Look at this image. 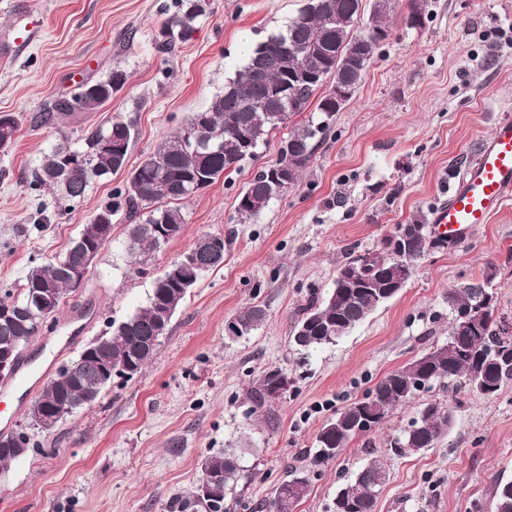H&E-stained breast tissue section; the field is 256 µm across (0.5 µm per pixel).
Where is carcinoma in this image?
Listing matches in <instances>:
<instances>
[{"label": "carcinoma", "instance_id": "obj_1", "mask_svg": "<svg viewBox=\"0 0 512 512\" xmlns=\"http://www.w3.org/2000/svg\"><path fill=\"white\" fill-rule=\"evenodd\" d=\"M362 0H305L297 14L285 27L269 34L256 44L244 63L224 84V90L211 97L202 109L204 128L192 133L190 116L184 126L169 136L145 157L126 177L125 183L112 191L111 198L95 213L83 229L92 231L100 217L113 220L123 214L128 220L130 254L142 256L157 251L178 238L186 224L181 203L215 183L223 175L239 169L247 160L258 158L259 148L268 135L290 118L310 112L306 122L288 134L296 149L297 161L288 167V183L297 185L318 146L344 106L336 103L327 78L357 91L373 56L365 41L367 28L390 33L387 22L389 0H375L366 25L356 28ZM174 11L158 31V47L166 52L190 41L198 30L200 18L207 14L206 0H175ZM417 18L418 28L430 22L428 0H411L405 23ZM319 49L315 82L301 83L293 78L301 62L284 51V44ZM127 82L126 71L114 67L103 78L85 81L74 92L56 100L41 123L57 125L80 112H96L112 99ZM293 106L292 114H282L283 101ZM18 119L0 113V149L5 150L4 135L15 137ZM135 125L120 118L96 125L78 146L64 137L37 164L28 188L40 195L48 188L57 193V214L68 211L70 204L84 198L90 185L108 175L125 170ZM280 180L274 167L257 170L236 197V212L243 219L259 214L269 203L280 198ZM426 219L410 224L414 230L409 240L410 256L401 258L383 250L372 253L373 268L354 281L341 278L344 269L355 264L351 259L336 272L334 287L321 301H313L302 313L291 332V344L303 355L333 345L364 321L376 308L397 295L398 281L410 280L416 265L431 249ZM197 270L171 263L154 282L147 303L119 324L112 325L107 336L97 339L96 348L81 359L62 366L57 375L42 389L48 405L64 401L79 402L96 399L101 384L99 362L110 358L124 363L131 374L140 373L155 360L161 339L168 326L159 325L161 305L176 310L202 275L224 263V236L206 233L195 243ZM87 264L85 250L71 244L65 254L48 263L34 265L26 274L25 287L19 294L0 290V347L23 350L39 332L28 311L29 300L43 286L52 290L54 311L74 291L67 270ZM494 273L488 272L481 284L448 290V308L453 314L448 342L435 345L404 366L382 377L364 395L371 405L353 401L336 410L316 436L314 462L321 465L339 458L344 448L359 432L356 424L361 412L377 415L379 427L399 405L409 402L417 393L428 391L434 384L461 379L465 386L485 397L498 395L505 382L512 380V336L501 334L495 322V303H481L483 290L493 291ZM477 306L480 316L467 326L459 324L454 315ZM265 312L259 305H249L233 317L237 323L236 337L250 335L262 322ZM288 372L281 367L265 370L248 392L253 409L271 402L269 394L279 389L288 391ZM452 414L442 401L434 399L422 407L401 434L404 447L389 445V452L403 457L432 448L451 424ZM30 437L21 434L15 439L0 440V469H6L26 453ZM243 472L242 453L226 448L219 456H207L200 465V478L214 484L211 495L196 498L209 512H222L226 491L234 488ZM387 469L373 460L336 490L332 512H375L380 491L387 481ZM310 476L293 471L275 488L269 512H295L307 495ZM494 512H512V481L497 482L493 489Z\"/></svg>", "mask_w": 512, "mask_h": 512}]
</instances>
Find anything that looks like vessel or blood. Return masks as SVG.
Segmentation results:
<instances>
[{
    "mask_svg": "<svg viewBox=\"0 0 512 512\" xmlns=\"http://www.w3.org/2000/svg\"><path fill=\"white\" fill-rule=\"evenodd\" d=\"M512 201V119L497 121L476 158L431 212L436 235L461 239L474 224H486Z\"/></svg>",
    "mask_w": 512,
    "mask_h": 512,
    "instance_id": "vessel-or-blood-1",
    "label": "vessel or blood"
}]
</instances>
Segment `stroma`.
<instances>
[{"instance_id": "35a3bbf8", "label": "stroma", "mask_w": 512, "mask_h": 512, "mask_svg": "<svg viewBox=\"0 0 512 512\" xmlns=\"http://www.w3.org/2000/svg\"><path fill=\"white\" fill-rule=\"evenodd\" d=\"M173 0H0V41L34 30L23 52H0V113L20 120L0 150V288H22L32 265L62 256L124 174L96 181L67 214L51 193L34 198L30 174L60 136L80 140L111 118L134 121L128 159L137 166L188 117L223 91L249 47L285 26L303 0H211L193 39L163 53L156 36ZM409 0H392V36L360 88L336 115L299 183L265 210L240 220L235 199L258 167L275 164L299 116L272 131L257 160L184 203L178 238L131 264L127 223L80 288L68 294L52 330L26 349L34 362L23 401L0 394L11 427L24 423L46 382L45 369L74 360L111 322L147 302L154 279L203 234L227 240L223 267L205 273L176 312L154 362L113 378L89 407L52 430L28 427V451L0 472V512H180L203 457L243 452L244 471L225 512H267L275 485L305 465L320 427L383 376L448 338V291L494 270L497 322L512 327V202L461 243L430 251L405 288L336 344L303 356L290 343L301 311L329 292L352 254L378 251L396 225L430 217L495 121L512 117V0H430L422 29L403 22ZM128 81L102 109L59 126L40 115L84 80L112 67ZM52 210L34 230L37 204ZM266 316L247 337L226 324L248 304ZM281 367L287 393L255 412L248 389ZM449 403L453 421L434 448L394 457L388 440L430 399ZM388 480L376 512H493L492 488L512 480V381L497 397L449 381L393 411L343 454L311 468L296 512H332L338 486L370 460Z\"/></svg>"}]
</instances>
